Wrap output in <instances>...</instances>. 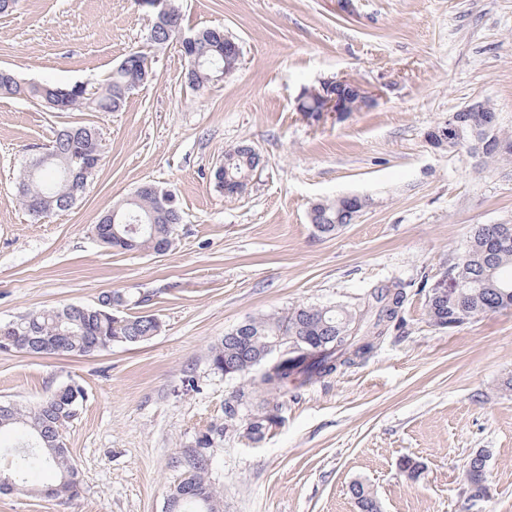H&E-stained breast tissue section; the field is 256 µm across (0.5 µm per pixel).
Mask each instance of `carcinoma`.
Here are the masks:
<instances>
[{"label": "carcinoma", "instance_id": "1", "mask_svg": "<svg viewBox=\"0 0 512 512\" xmlns=\"http://www.w3.org/2000/svg\"><path fill=\"white\" fill-rule=\"evenodd\" d=\"M224 29L205 28L191 34L194 46L191 51L200 57L202 64L194 65L187 51H182L186 63L185 79L193 88H203L213 82L215 71L224 67ZM152 77L151 59L143 49L130 51L98 88L97 95L89 100L75 86L61 87L50 84L30 85L18 80L7 69H0V97L22 96L36 100L52 112H74L90 109L93 112H119L128 99L127 90L137 84L146 83ZM491 116L489 112H475L463 122L456 124L455 141L452 146L474 141L473 132L483 127ZM67 128L77 131L78 139L64 134V129L55 133L57 150L46 160L33 159L23 169L17 181V193L22 205L34 218L71 209L74 201L65 195L69 184H78L77 193H82L86 181L88 160L83 151L82 137L100 134V128L90 122L71 123ZM491 143L481 152L484 162L495 163L512 157V136L502 131L499 121L491 126ZM260 154L242 142L224 150V175L240 179L257 167ZM314 227L320 234L332 235L347 225L345 219H337L336 203H324L315 208ZM183 221V211L177 204L166 205L151 192H136L117 208L116 231L130 241L126 250H147L167 243L172 245L178 224ZM512 240V224H475L469 240L448 273L459 275V304L476 317L502 310L512 309V243L499 245L502 236ZM406 293L396 283L370 295L364 307L349 309L342 306H299L286 316L270 315L253 319L248 337V348L257 354L266 352L269 343L288 325L290 336H319L321 324L336 326V337L324 347L310 353L290 352L285 355L275 373L261 379L266 391L279 394L288 390L290 384L297 387L314 383L334 374L343 366H350L367 359L380 339L390 329L400 326L399 312ZM112 301L123 307L119 313L99 312L100 305H84L82 310L72 309L67 304L29 313L9 322L14 330L11 349L32 356L62 354L86 357L121 345V338L137 333L154 336L158 327L151 323L156 315L150 312H132L149 298L130 302L122 291L112 292ZM117 315L119 321L112 320ZM229 347L218 341L211 349L213 370L224 373V357ZM80 395L76 402L69 403L68 396L52 402L45 398L33 408L0 401V429L15 428L22 431L24 441L19 449L14 469L0 474V494L18 492L31 497L41 495L71 497L77 491V469L63 441V429L75 419L69 411L77 409L85 398V388L76 384ZM272 423L269 402L263 400L250 421L249 434L262 437ZM210 439L201 441L200 448L189 451V469L175 486L169 497V512H223L220 494L207 478L210 455L206 449ZM50 467L58 472L57 483L39 486L29 477L38 470ZM467 482L478 493L487 483V473L466 463ZM353 498L363 506L362 512H378L375 495L368 485L355 481L350 486Z\"/></svg>", "mask_w": 512, "mask_h": 512}]
</instances>
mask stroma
<instances>
[{
	"instance_id": "1",
	"label": "stroma",
	"mask_w": 512,
	"mask_h": 512,
	"mask_svg": "<svg viewBox=\"0 0 512 512\" xmlns=\"http://www.w3.org/2000/svg\"><path fill=\"white\" fill-rule=\"evenodd\" d=\"M185 32L220 26L242 64L188 86L178 44L148 43L152 13L134 0H16L0 15V68L22 83L89 88L132 49L153 77L112 113L49 112L0 98V324L113 290L148 296L151 339L89 357L0 350V401L33 407L63 384L85 388L64 428L78 471L70 499L0 494V512H167L187 452L211 425L208 478L224 512H358L370 486L381 512H512V310L448 330L427 300L475 224L512 223V161L430 141L448 116L487 101L512 133V0H177ZM343 75L372 107L336 116L298 109L303 89ZM71 122L101 129L105 152L76 204L36 219L19 173ZM248 142L262 166L227 196L212 171ZM151 182L184 212L163 255L100 244L102 213ZM358 195L357 220L330 236L309 219L320 201ZM404 285L402 329L369 358L285 396L262 368L225 376L212 346L241 322L303 305L359 306ZM272 428L251 439L256 402ZM236 403L234 419L224 407ZM488 456L489 499L467 504L463 470ZM423 471L409 480L402 457Z\"/></svg>"
}]
</instances>
